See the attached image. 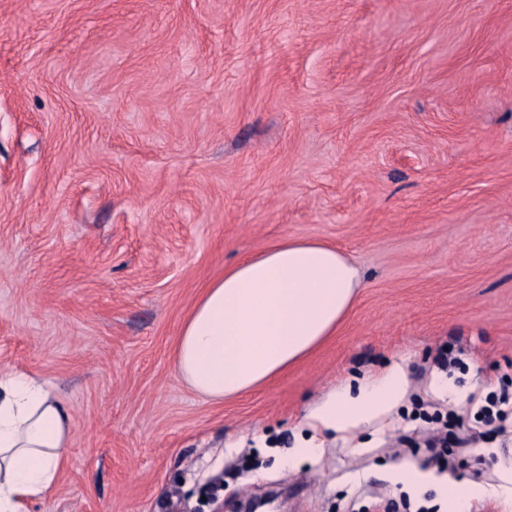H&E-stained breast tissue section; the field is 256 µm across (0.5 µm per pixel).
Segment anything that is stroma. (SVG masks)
Wrapping results in <instances>:
<instances>
[{
    "mask_svg": "<svg viewBox=\"0 0 512 512\" xmlns=\"http://www.w3.org/2000/svg\"><path fill=\"white\" fill-rule=\"evenodd\" d=\"M284 237L344 250L359 297L274 383L207 402L182 323ZM394 360L465 402L291 466L307 407ZM0 369L71 412L31 512H417L436 492L387 466L443 437L490 489L469 512H512V413L476 421L512 392V0H0Z\"/></svg>",
    "mask_w": 512,
    "mask_h": 512,
    "instance_id": "35a3bbf8",
    "label": "stroma"
}]
</instances>
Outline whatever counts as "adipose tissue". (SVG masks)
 <instances>
[{
    "label": "adipose tissue",
    "instance_id": "obj_1",
    "mask_svg": "<svg viewBox=\"0 0 512 512\" xmlns=\"http://www.w3.org/2000/svg\"><path fill=\"white\" fill-rule=\"evenodd\" d=\"M361 279L335 246L283 238L225 269L198 296L174 346L178 374L204 398L221 402L260 388L317 349L346 318ZM405 362L331 386L303 415L288 458H316L326 440L345 438L391 419L409 399ZM68 409L41 377L0 371V512H28L56 488L71 441ZM394 482L432 485L448 512L482 498L479 484L394 464Z\"/></svg>",
    "mask_w": 512,
    "mask_h": 512
}]
</instances>
